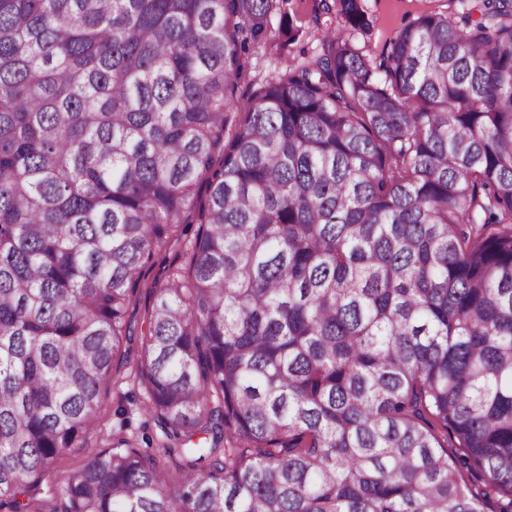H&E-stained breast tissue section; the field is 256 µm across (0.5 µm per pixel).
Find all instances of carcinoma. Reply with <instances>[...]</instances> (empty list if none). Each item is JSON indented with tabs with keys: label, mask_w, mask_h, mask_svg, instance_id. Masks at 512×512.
<instances>
[{
	"label": "carcinoma",
	"mask_w": 512,
	"mask_h": 512,
	"mask_svg": "<svg viewBox=\"0 0 512 512\" xmlns=\"http://www.w3.org/2000/svg\"><path fill=\"white\" fill-rule=\"evenodd\" d=\"M440 2L372 51L365 0H322L320 48L252 80L279 0H0L10 512L172 247L133 375L160 440L55 512H512V0Z\"/></svg>",
	"instance_id": "1"
}]
</instances>
